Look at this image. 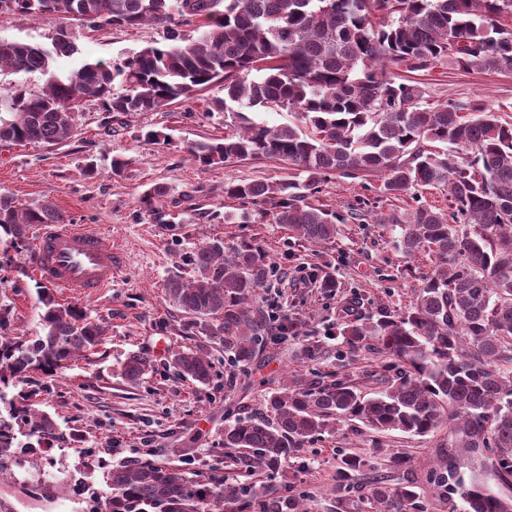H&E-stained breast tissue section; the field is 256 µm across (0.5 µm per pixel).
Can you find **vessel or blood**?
Masks as SVG:
<instances>
[{
  "mask_svg": "<svg viewBox=\"0 0 512 512\" xmlns=\"http://www.w3.org/2000/svg\"><path fill=\"white\" fill-rule=\"evenodd\" d=\"M32 265L45 284L91 298L111 288L123 261L91 226L48 224L37 239Z\"/></svg>",
  "mask_w": 512,
  "mask_h": 512,
  "instance_id": "vessel-or-blood-1",
  "label": "vessel or blood"
}]
</instances>
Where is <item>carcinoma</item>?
<instances>
[{
  "mask_svg": "<svg viewBox=\"0 0 512 512\" xmlns=\"http://www.w3.org/2000/svg\"><path fill=\"white\" fill-rule=\"evenodd\" d=\"M78 15L88 28L164 30V42L112 63L84 62L68 71L58 57L78 52L72 33L61 29L52 47L0 41V70L41 72L40 91H0V145H61L75 136L85 101L117 116L158 112L190 99L214 83L224 97L208 113L224 116V137L196 141L188 153L198 165L273 159L292 175L275 181L224 185V197L271 205L273 221L296 242L326 244L347 217L316 202L328 178L378 176L383 192L398 198L419 188L447 192L448 208L421 205L391 212L384 223L401 230L409 256L420 251L435 269L403 312L356 315L339 324L349 352L373 342L381 355L372 376L383 385L368 396L351 380L297 377L266 399L267 415L239 417L224 428V447L246 451L243 459L279 469L302 443L358 421L376 437L373 450L402 481L371 482L367 501L378 512H424L411 459L385 452V435L425 436L446 424L456 439L442 449L427 482L448 512H512L506 499L483 484L492 470L512 483V123L485 105L450 99L431 105L424 90L397 71L425 70L445 60L460 69L512 71V0H0V18ZM198 19L191 30L176 17ZM286 111L296 121L270 127L258 111ZM443 145L432 150L429 144ZM168 195L156 185L143 198L155 214ZM469 228L459 227V223ZM47 203L18 207L0 197V233L17 251L33 252L32 224H63ZM192 275L168 279L169 303L186 318L192 336L224 345L228 375L250 364L266 340L299 334L270 306L254 301L281 269L255 244L225 250L214 237L191 253ZM40 330L31 339H0V384L22 382L39 371L55 374L103 342L101 321L76 304H61L39 288ZM168 367L201 385L214 381V366L201 346L172 353ZM152 360L132 354L121 374L138 384ZM31 395L0 415V459L15 458L29 437L50 439L55 422L31 408ZM368 466L345 453L336 469V495L355 488ZM469 477H464L461 467ZM107 512H308L301 498L265 486L198 479L151 462L120 464L108 471Z\"/></svg>",
  "mask_w": 512,
  "mask_h": 512,
  "instance_id": "obj_1",
  "label": "carcinoma"
}]
</instances>
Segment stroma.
Listing matches in <instances>:
<instances>
[{
	"mask_svg": "<svg viewBox=\"0 0 512 512\" xmlns=\"http://www.w3.org/2000/svg\"><path fill=\"white\" fill-rule=\"evenodd\" d=\"M63 21L54 15L16 14L0 19V40L50 47ZM78 47L73 57L57 60L68 70L83 61L112 62L144 46L162 41L161 29L105 26L97 30L73 27ZM409 80L423 87L429 102L476 100L512 122V72L460 70L452 62L412 71ZM224 95L215 84L160 112L115 117L98 102L80 107L75 136L65 145L0 146V196L20 207L51 202L67 223L99 226L105 242L124 254L120 276L102 296L81 305L105 327V340L87 356L54 375L34 373L32 382H15L1 389L8 401L35 391V407L56 423V437L47 452L54 462L52 478L42 481L43 496L26 486V470L0 482V512H107L111 493L108 470L120 463L151 460L203 474L241 478L239 469L226 466L224 428L241 416L263 410L268 396L280 391L288 376H322L336 370V339L332 334L349 303L366 315L404 310L432 272L427 256L408 257L398 246L400 230L378 223L380 215L410 211L421 204L440 208L447 202L439 190L425 188L400 199L381 190L369 177L355 181L329 179L318 196L326 208L361 213L358 221L341 225L335 243L327 247L294 245L290 232L271 218H252L228 224L224 214L238 210L224 196V186L240 180H274L285 173L269 159L230 161L205 168L187 152L189 143L224 135V121L209 116L206 102ZM159 130L169 143L151 144L148 130ZM126 159L121 174H113V158ZM156 184L170 190L165 209L168 223H158L142 198ZM225 246L243 242L263 246L281 263L284 275L261 290L260 304L301 324L303 333L261 346L255 362L236 373L233 387H225L224 349L215 342L188 335L182 315L169 304L165 284L175 274L189 275V253L212 237ZM331 269L336 289L320 288L321 269ZM39 280L28 252L12 250L0 239V335L33 338L39 330ZM323 347L320 359L299 355L304 341ZM206 344L215 365V380L202 386L169 371L166 362L176 350ZM151 357L155 369L139 386L125 383L120 370L127 356ZM451 437L448 426L425 436L399 431L387 437L391 451L411 455L412 470L428 512H448V506L427 487V473ZM373 433L359 422H347L334 434L305 443L279 472H256L255 482H270L300 494L309 512H356L354 504L369 493L368 479H359L344 500L336 498V468L341 453L370 456ZM72 484H56L59 476Z\"/></svg>",
	"mask_w": 512,
	"mask_h": 512,
	"instance_id": "stroma-1",
	"label": "stroma"
}]
</instances>
